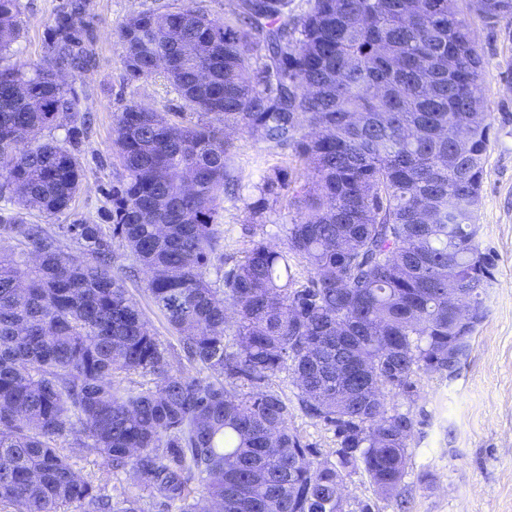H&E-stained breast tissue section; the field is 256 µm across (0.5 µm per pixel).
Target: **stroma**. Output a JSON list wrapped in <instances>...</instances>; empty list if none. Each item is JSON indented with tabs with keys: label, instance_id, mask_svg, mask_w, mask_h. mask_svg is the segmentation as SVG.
Returning a JSON list of instances; mask_svg holds the SVG:
<instances>
[{
	"label": "stroma",
	"instance_id": "35a3bbf8",
	"mask_svg": "<svg viewBox=\"0 0 512 512\" xmlns=\"http://www.w3.org/2000/svg\"><path fill=\"white\" fill-rule=\"evenodd\" d=\"M63 0H20L23 27L13 46L16 58L36 63L47 52V28ZM93 29L90 49L95 66L72 73L76 90L91 122L79 140L78 158L85 171L79 194L69 211L47 216L31 211L27 220L56 230L83 218L111 232L109 211L112 184L122 174L113 157V121L130 101L161 112L178 111L181 100L163 76L132 81L121 63L117 30L132 12L179 6L181 0H88ZM468 20L479 53L486 61L484 88L490 112V146L485 163L477 241L493 259V278L485 286V314L477 325L467 358L452 377L422 373L412 395L392 397L391 405L411 412L420 421L408 448L407 473L401 492L409 512H512V24L485 25L476 15ZM243 187L259 181L263 171L280 160L288 162V178L303 182L311 176L294 162L293 150L275 151L264 141L235 136ZM250 220L244 203L225 205L220 219L222 251L241 258L247 245L242 226ZM113 266L138 302L155 336L165 347L173 368L189 371L177 336L152 301L147 272L133 266L122 246L113 248ZM273 390L292 401L289 424L318 460L335 462L336 436L325 423L297 407V389L290 373L271 382ZM77 470L90 477L115 500L137 496L139 490L125 475H113L102 458L79 453ZM346 512H360L370 503L374 512H395L380 497L362 469L344 478Z\"/></svg>",
	"mask_w": 512,
	"mask_h": 512
}]
</instances>
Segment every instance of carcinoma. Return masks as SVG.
<instances>
[{
  "label": "carcinoma",
  "mask_w": 512,
  "mask_h": 512,
  "mask_svg": "<svg viewBox=\"0 0 512 512\" xmlns=\"http://www.w3.org/2000/svg\"><path fill=\"white\" fill-rule=\"evenodd\" d=\"M307 5L295 15L292 0H230L215 18L184 0L122 22L128 77L163 75L197 117L134 101L116 113L109 238L84 219L51 232L20 214L65 212L82 185L79 97L53 76L92 67L86 4L55 14L43 60L3 64L21 21L19 0H0V197L15 206L0 211V237L39 256L32 267L0 251V512H144L139 498L103 494L68 449L178 512H208L204 499L223 512H336L359 466L405 512L421 421L386 394L412 393L421 370L454 375L483 317L492 262L475 221L490 125L466 15L512 23V0ZM60 126L68 144L36 141ZM229 130L291 146L312 169L292 187L273 166L254 185L251 224L284 189L304 217L279 225L278 246L250 233L239 260L219 253L223 204L242 200ZM114 237L149 271L197 375L172 368L112 270ZM454 281L469 327L448 305ZM286 369L306 415L333 428L337 462L314 460L289 427L288 400L268 388ZM342 369L374 392H336Z\"/></svg>",
  "instance_id": "obj_1"
}]
</instances>
